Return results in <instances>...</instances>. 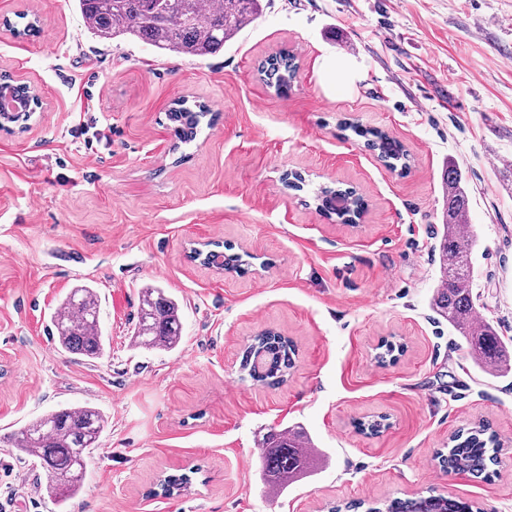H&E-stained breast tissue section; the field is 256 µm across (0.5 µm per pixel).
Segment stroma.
<instances>
[{
	"mask_svg": "<svg viewBox=\"0 0 512 512\" xmlns=\"http://www.w3.org/2000/svg\"><path fill=\"white\" fill-rule=\"evenodd\" d=\"M283 50L298 65L285 93L259 73ZM1 74L42 106L26 131H0V435L60 408L105 416L67 512H328L419 495L512 512V375L466 360L431 305L452 162L478 309L512 339V0H263L202 58L100 40L76 0H0ZM179 100L212 111L187 144L167 119ZM90 120L105 139L89 146ZM356 124L401 141L408 170L386 167ZM295 174L301 189L285 188ZM323 186L356 189L363 216L319 212ZM207 239L251 254L248 272L192 262ZM83 284L109 338L92 364L57 348L50 320ZM151 285L180 305L175 351L132 343ZM265 330L297 349L277 386L240 367ZM388 342L398 350L380 360ZM379 418L380 433L364 430ZM482 421L499 439L491 480L444 472L437 452ZM293 426L319 456L273 496L261 442ZM188 470L185 490L156 494ZM44 483L0 447V512H57Z\"/></svg>",
	"mask_w": 512,
	"mask_h": 512,
	"instance_id": "stroma-1",
	"label": "stroma"
}]
</instances>
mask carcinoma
Returning <instances> with one entry per match:
<instances>
[{"label": "carcinoma", "instance_id": "cac0c4a2", "mask_svg": "<svg viewBox=\"0 0 512 512\" xmlns=\"http://www.w3.org/2000/svg\"><path fill=\"white\" fill-rule=\"evenodd\" d=\"M77 8L95 37L109 41L132 37L156 50L182 57H206L224 49L261 10V0H78ZM297 70L295 56L283 50L260 66L269 83L285 91ZM210 115L205 104L195 108L186 101L175 103L168 119L175 124L176 138L187 143ZM364 138L367 148L377 152L386 166L407 168L409 153L387 133L349 125ZM444 211L439 251L440 285L433 293L437 313L464 341L467 356L483 373L496 378L512 375V351L498 336L493 324L479 316L473 294V246L471 225L467 224L469 197L462 172L448 165L443 176ZM317 207L334 214L344 223L353 221L365 209V200L347 188L321 187L315 195ZM210 254L219 270L243 273L250 262L237 253L227 254L215 245ZM52 325L58 347L87 362L102 358L106 337L99 322L97 291L79 285L66 295L54 312ZM182 340L178 301L159 286L142 289L140 312L133 344L144 349L175 350ZM296 347L292 340L275 332L254 337L243 356L242 370L256 381L278 385L294 367ZM106 419L96 408L81 406L47 412L23 427L0 437V443L19 456L40 462L46 472L45 493L58 506L76 496L84 485L91 450L97 447ZM448 454H438L439 464L449 470H462L489 478V465L496 460L498 437L489 423H480L455 433ZM316 449L304 432L284 429L266 436L260 455V473L274 493L312 467ZM191 482L184 472L169 474L158 484L160 494L172 496ZM483 512L481 508L457 499L420 496L393 499L387 503L350 502L349 512Z\"/></svg>", "mask_w": 512, "mask_h": 512}]
</instances>
